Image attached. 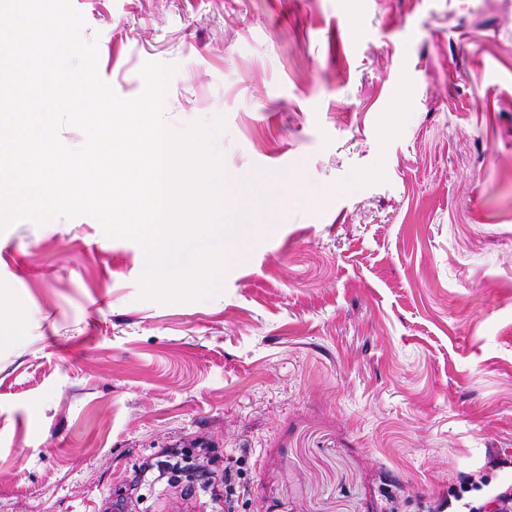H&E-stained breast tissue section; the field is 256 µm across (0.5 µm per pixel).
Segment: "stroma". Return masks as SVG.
Masks as SVG:
<instances>
[{"instance_id": "35a3bbf8", "label": "stroma", "mask_w": 512, "mask_h": 512, "mask_svg": "<svg viewBox=\"0 0 512 512\" xmlns=\"http://www.w3.org/2000/svg\"><path fill=\"white\" fill-rule=\"evenodd\" d=\"M73 5L119 96L176 66L172 131L293 181L205 300L88 215L0 232V512H165L137 468L198 438L236 512H430L512 455V0ZM209 463L210 466L204 467L200 471L201 476L204 478L202 487H211L213 491H215L216 486L223 488L224 484V490L237 502V498L239 497L238 489L240 487V474L238 470L225 466L224 473L221 472V474H219L211 468L212 461Z\"/></svg>"}]
</instances>
